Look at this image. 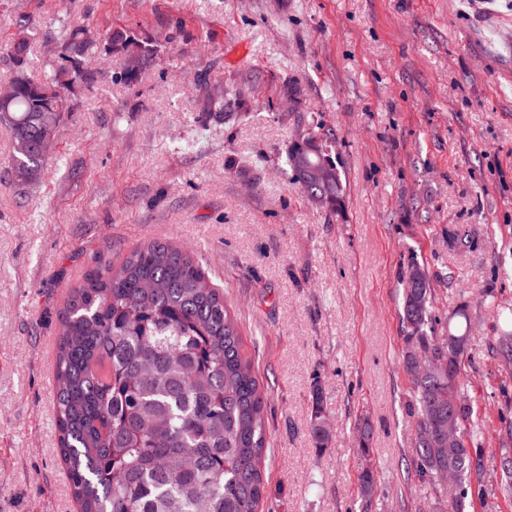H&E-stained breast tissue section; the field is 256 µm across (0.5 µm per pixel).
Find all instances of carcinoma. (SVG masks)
<instances>
[{
    "label": "carcinoma",
    "mask_w": 512,
    "mask_h": 512,
    "mask_svg": "<svg viewBox=\"0 0 512 512\" xmlns=\"http://www.w3.org/2000/svg\"><path fill=\"white\" fill-rule=\"evenodd\" d=\"M11 44L16 65L13 95L0 101V129L12 141L18 183L37 182L54 152L36 134L41 112L65 119L72 108L65 91L91 79L84 68L99 39L86 25H69L62 63L45 81L23 69L27 26ZM109 53L135 47L137 63L153 55L120 30L106 33ZM289 149L291 179L304 187L296 166L302 141ZM401 330L405 372L440 349L430 279L412 261L401 281ZM500 326L489 343L499 364L512 367V309L497 312ZM448 322V374L410 377L413 393L415 473L438 480L459 473L450 494L452 512H467L477 449L450 444L433 430L434 410L458 414L460 430L481 432L460 396L469 341L464 306ZM56 344L55 422L60 455L68 465L79 512H258L263 493L267 429L265 401L251 361L241 351L239 326L224 295L193 257L168 243L144 242L118 265L98 259L70 292ZM319 389L311 392L310 431L316 448L330 435ZM499 487L512 494V456L499 460Z\"/></svg>",
    "instance_id": "1"
}]
</instances>
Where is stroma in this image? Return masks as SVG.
<instances>
[{
  "instance_id": "1",
  "label": "stroma",
  "mask_w": 512,
  "mask_h": 512,
  "mask_svg": "<svg viewBox=\"0 0 512 512\" xmlns=\"http://www.w3.org/2000/svg\"><path fill=\"white\" fill-rule=\"evenodd\" d=\"M0 0V87L29 22L24 68L48 77L60 30L126 31L155 52H88L92 82L38 182L11 179L0 131V512H77L57 450L60 319L94 257L140 243L192 252L232 308L266 401L259 512H433L413 469L400 281L428 271L435 313L467 305L463 393L482 425L469 512H512L498 487L512 374L488 348L512 309V0ZM296 86L289 95L288 86ZM220 98L223 122L201 114ZM331 139L343 217L294 184L289 147ZM457 226L472 245L450 247ZM333 425L318 451L312 389ZM372 426L368 458L355 423ZM370 465L371 498L359 491Z\"/></svg>"
}]
</instances>
